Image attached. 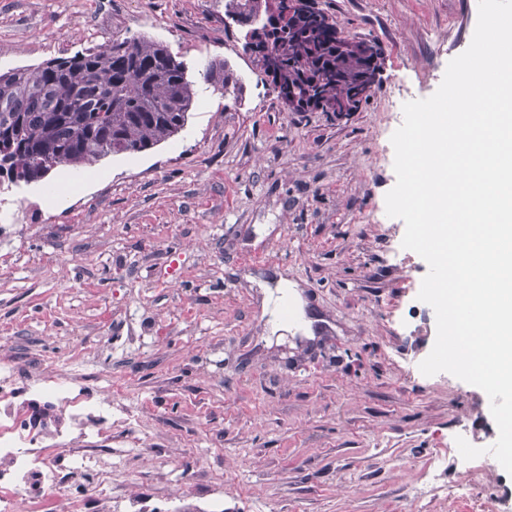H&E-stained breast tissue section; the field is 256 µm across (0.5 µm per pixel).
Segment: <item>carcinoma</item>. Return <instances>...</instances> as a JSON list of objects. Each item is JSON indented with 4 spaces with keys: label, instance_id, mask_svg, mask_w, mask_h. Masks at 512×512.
<instances>
[{
    "label": "carcinoma",
    "instance_id": "cac0c4a2",
    "mask_svg": "<svg viewBox=\"0 0 512 512\" xmlns=\"http://www.w3.org/2000/svg\"><path fill=\"white\" fill-rule=\"evenodd\" d=\"M288 2L224 0V15L248 29L261 22L264 38L255 42L245 32L243 49L263 72L273 43L282 62L274 90L288 110L312 112L321 99H344L358 111L367 97L352 92L374 73V55L344 47L336 22L313 5L310 15L280 25ZM202 76L238 97L239 79L226 62H208ZM194 95L185 65L143 38L113 39L93 52L0 73V192L165 141L183 128Z\"/></svg>",
    "mask_w": 512,
    "mask_h": 512
}]
</instances>
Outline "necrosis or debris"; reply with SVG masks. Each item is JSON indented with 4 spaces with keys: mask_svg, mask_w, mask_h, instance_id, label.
Masks as SVG:
<instances>
[{
    "mask_svg": "<svg viewBox=\"0 0 512 512\" xmlns=\"http://www.w3.org/2000/svg\"><path fill=\"white\" fill-rule=\"evenodd\" d=\"M112 429V397L86 391L80 377L16 378L0 355V512H141L129 495L114 496L112 450L89 445Z\"/></svg>",
    "mask_w": 512,
    "mask_h": 512,
    "instance_id": "necrosis-or-debris-1",
    "label": "necrosis or debris"
}]
</instances>
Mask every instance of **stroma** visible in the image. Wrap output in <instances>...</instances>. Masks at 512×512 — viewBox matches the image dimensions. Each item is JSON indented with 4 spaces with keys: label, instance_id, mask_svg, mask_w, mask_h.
I'll return each instance as SVG.
<instances>
[{
    "label": "stroma",
    "instance_id": "35a3bbf8",
    "mask_svg": "<svg viewBox=\"0 0 512 512\" xmlns=\"http://www.w3.org/2000/svg\"><path fill=\"white\" fill-rule=\"evenodd\" d=\"M384 64L360 109L292 112L242 49L224 0H0V73L158 42L196 100L135 155L0 195V354L111 393L119 481L168 512H493L500 464L444 497L455 438L493 445L480 388L419 364L436 339L429 267L388 216L391 136L470 45L478 0H315ZM221 59L240 98L198 72ZM287 273L314 338L267 332L258 278Z\"/></svg>",
    "mask_w": 512,
    "mask_h": 512
}]
</instances>
